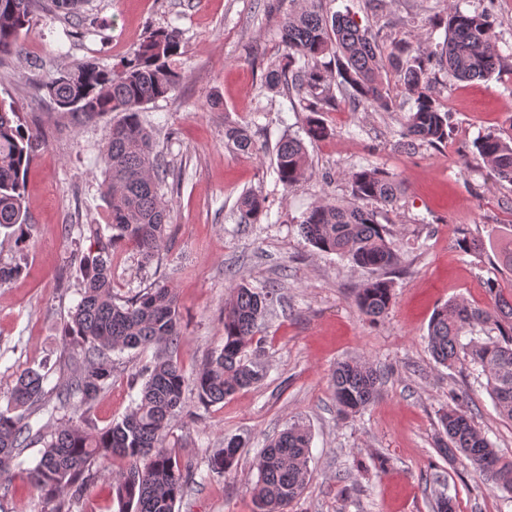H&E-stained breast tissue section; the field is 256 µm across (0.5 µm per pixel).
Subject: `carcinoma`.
Listing matches in <instances>:
<instances>
[{
    "label": "carcinoma",
    "mask_w": 512,
    "mask_h": 512,
    "mask_svg": "<svg viewBox=\"0 0 512 512\" xmlns=\"http://www.w3.org/2000/svg\"><path fill=\"white\" fill-rule=\"evenodd\" d=\"M37 0H0V59L18 51L22 29L30 25ZM288 3L280 30L283 63L267 72L268 89L284 88L298 94L306 112L305 132L312 141L331 130L321 114L339 101L353 107L370 105L390 110L392 100L383 82L391 66L414 106L400 131L411 142L436 146L448 141V111L431 90L429 69L436 65L456 80L487 79L502 67V55L492 34V23L481 13L456 8L446 18V38L436 49L425 51L404 37L393 42L389 54L380 49L377 36L361 28L348 15L327 17L322 0H278ZM180 32L175 28L149 33L133 57L118 69H105L86 60L61 69L41 83V90L62 112L94 119L121 113L112 123L105 150L104 198L111 211L113 234L98 243L96 255L82 260L85 273L81 300L65 324L64 336L79 367L58 389L57 404L46 400V375L29 369L17 378L10 394L13 408L0 410V482L23 474L47 501L52 512H65L59 500L67 491L81 497L94 478L92 466L100 457L124 461L125 470L113 483L117 512H174L184 486L192 478L188 466L166 444L169 426L183 405L188 385L200 402L212 405L234 396L263 379V370L247 359L259 322L267 310L270 291L239 284L224 306V346L210 353L202 368L186 376L173 357L180 336L176 292L168 286L148 288L119 304L112 293L110 247L124 243L149 259L166 240L168 206L160 194L162 181L153 136L140 117L144 106L173 92L180 74L170 67L179 54ZM332 60L325 61L326 57ZM239 150L255 149L247 129L225 132ZM38 131L23 126L13 107L0 103V228L13 230L15 244L26 243L31 224L25 207L24 173L30 164ZM484 163L500 182L512 185V128L490 132L475 142ZM309 171L304 142L290 138L276 149L280 183L293 187ZM352 202L320 203L304 215L300 228L317 250L338 254L379 276L356 294V304L369 319L383 317L392 301L393 281L388 278L400 263L391 234L378 221L371 205L392 206L400 184L375 168H361L349 177ZM264 199L244 194L239 202L242 224H256ZM494 299L487 308L452 300L436 310L427 335L437 363L451 367L466 363L482 369L494 405L512 420V299L505 298L493 278L485 282ZM160 346L165 349L146 367L140 395L130 412L112 426L88 430L73 417L62 419L50 432H32L22 414L12 409L77 410L96 399L112 377L109 353L115 350ZM380 375L363 362H341L332 382L334 398L345 416L361 414L375 398ZM442 434L439 453L468 461L472 471L512 494V460L498 455L492 443L474 425L468 407L459 402L439 415ZM43 443L35 467L15 463L20 449L33 440ZM309 430L293 423L262 449L253 487L256 512H288L301 494L309 462ZM240 444L231 440L214 454L211 468L224 473L236 467Z\"/></svg>",
    "instance_id": "obj_1"
}]
</instances>
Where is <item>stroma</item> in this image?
<instances>
[{
	"instance_id": "obj_1",
	"label": "stroma",
	"mask_w": 512,
	"mask_h": 512,
	"mask_svg": "<svg viewBox=\"0 0 512 512\" xmlns=\"http://www.w3.org/2000/svg\"><path fill=\"white\" fill-rule=\"evenodd\" d=\"M269 0H85L78 16L57 15L48 0L34 12L15 55L0 62V99L41 140L25 174L32 224L18 248L0 232V263L22 274L0 285V410L18 376L46 368L45 390L74 372L63 325L80 299L81 257L108 240V206L99 165L112 117L90 121L57 111L39 89L57 70L87 59L119 68L149 32L175 28L180 52L170 65L176 90L141 114L167 171L162 192L170 207L169 237L151 259L124 245L112 249V287L119 299L156 285L174 288L181 334L174 356L197 371L224 344V305L233 285L248 282L275 294L261 325L263 348H248L263 380L224 402L202 405L194 389L169 433L193 478L175 512H255L256 464L268 441L291 423L311 433L306 485L291 512H433L438 493L456 512H512L502 497L466 467L437 452L438 413L452 400L467 403L474 423L500 455L512 459V421L496 410L486 378L468 366L436 365L427 347L434 310L451 300L486 307L487 278L512 287V271L464 254L470 232L497 242L512 225V185L496 183L475 149L487 132L512 126V0H323L327 15L347 14L376 33L380 44L405 36L427 49L444 40L437 22L449 8L487 13L507 62L499 73L462 82L440 68L430 74L435 97L450 114L452 133L440 147L399 145L410 109L394 77L385 85L391 110L340 105L325 113L333 133L308 143L311 169L294 187L279 183V141L304 138L296 93L269 90L264 77L283 52V13ZM248 129L260 154H244L225 137ZM376 167L402 192L380 210L401 260L384 318L370 322L355 295L371 270L317 251L300 222L314 204L351 198L349 176ZM265 199L259 223L238 220L247 192ZM156 349L116 351L107 387L77 416L89 429L121 421L137 397L134 374ZM359 360L379 371L378 395L357 417L338 415L330 380L337 362ZM242 443L239 465L211 470L225 440ZM120 461L98 460L95 478L70 512H112L108 472Z\"/></svg>"
}]
</instances>
